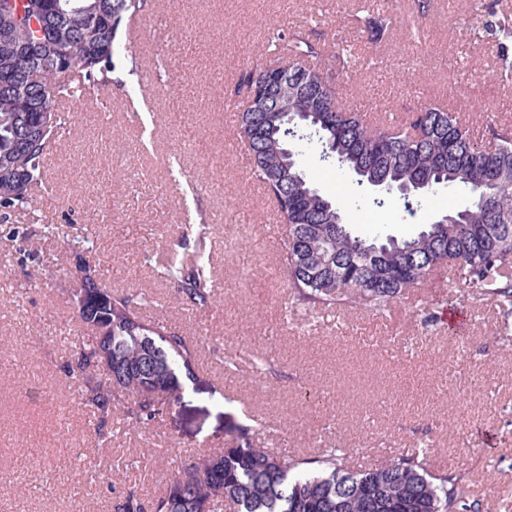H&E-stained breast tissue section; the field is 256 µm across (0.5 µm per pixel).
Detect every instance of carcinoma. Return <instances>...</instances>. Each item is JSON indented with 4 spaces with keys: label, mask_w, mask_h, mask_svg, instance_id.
I'll list each match as a JSON object with an SVG mask.
<instances>
[{
    "label": "carcinoma",
    "mask_w": 512,
    "mask_h": 512,
    "mask_svg": "<svg viewBox=\"0 0 512 512\" xmlns=\"http://www.w3.org/2000/svg\"><path fill=\"white\" fill-rule=\"evenodd\" d=\"M144 0H0V219L34 203L43 183V159L60 136L56 103L81 88L92 96L111 82L117 38ZM288 40L292 57L318 58L304 38ZM316 98L296 93L280 112L239 114L253 173L285 226L281 266L293 304L337 309L349 304L381 312L430 273L451 265L458 280L481 288L497 307L504 329L512 324V126L489 125L492 146L473 139L454 113L425 107L407 132L374 124L336 103L331 72L316 67ZM269 79L268 68L245 73L247 88ZM51 120L44 137L29 140ZM313 133L338 172L358 182L393 189L377 208L459 190L469 205L448 212L409 236L378 231L360 235L339 201L324 194L301 166L289 128ZM163 272L195 305L207 303L211 279L204 261L169 258ZM91 317L82 319L90 342L67 364L83 386L82 404L103 424L123 405L125 418L159 422L181 403L179 375L196 376V351L164 325L147 322L132 299L96 283L89 289ZM112 352V388L94 375L99 350ZM342 448L315 460L285 458L265 448H227L167 477L163 497L147 505L130 493L114 512H482L481 502L453 474L432 475L418 455L393 457L375 469L353 470Z\"/></svg>",
    "instance_id": "cac0c4a2"
}]
</instances>
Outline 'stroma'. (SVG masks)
<instances>
[{"instance_id":"1","label":"stroma","mask_w":512,"mask_h":512,"mask_svg":"<svg viewBox=\"0 0 512 512\" xmlns=\"http://www.w3.org/2000/svg\"><path fill=\"white\" fill-rule=\"evenodd\" d=\"M378 10L389 28L376 42L360 20ZM486 14L512 18V0H147L151 35L122 51L106 88L61 104L71 125L49 149L45 189L0 222V512H112L129 492L149 502L162 475L246 444L286 457L345 448L365 467L422 448L485 512H512V337L493 302L445 268L382 315L290 307L284 229L238 128L241 77L277 62L276 29L320 46L325 68L354 45L355 66L335 78L350 109L405 125L455 100L475 137L512 124V38L484 32ZM300 150L363 234L371 214L403 235L467 201L444 191L395 223L315 145ZM215 214L213 288L194 306L153 257L195 251L193 226ZM84 268L198 351L173 418L121 423L104 442L67 373L86 334L69 302ZM438 302L465 314L461 341L427 320Z\"/></svg>"}]
</instances>
